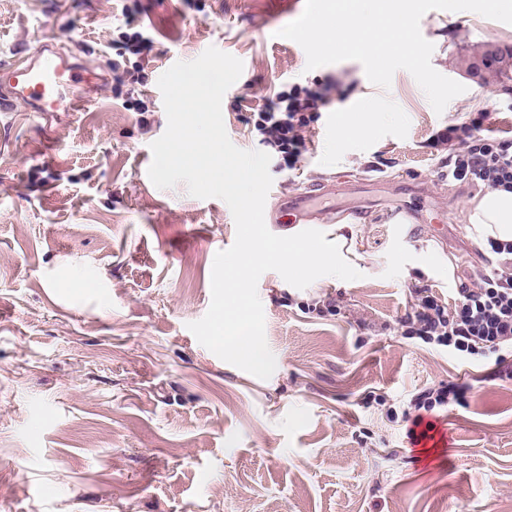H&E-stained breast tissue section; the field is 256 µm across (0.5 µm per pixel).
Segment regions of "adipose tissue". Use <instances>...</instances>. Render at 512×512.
<instances>
[{
  "label": "adipose tissue",
  "mask_w": 512,
  "mask_h": 512,
  "mask_svg": "<svg viewBox=\"0 0 512 512\" xmlns=\"http://www.w3.org/2000/svg\"><path fill=\"white\" fill-rule=\"evenodd\" d=\"M475 243L487 238L512 241V190L489 189L471 202L467 211Z\"/></svg>",
  "instance_id": "obj_1"
}]
</instances>
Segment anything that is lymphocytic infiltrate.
<instances>
[{
  "instance_id": "obj_1",
  "label": "lymphocytic infiltrate",
  "mask_w": 512,
  "mask_h": 512,
  "mask_svg": "<svg viewBox=\"0 0 512 512\" xmlns=\"http://www.w3.org/2000/svg\"><path fill=\"white\" fill-rule=\"evenodd\" d=\"M331 101L328 86L292 85L268 99L250 118L252 131L276 157L281 170L298 168L307 152L304 132L312 111ZM471 123L463 122L438 132L437 145L448 149V176L489 189L512 188V143L484 139L470 144ZM492 268L478 280L460 283L453 304H440L426 288L415 289L416 302L400 321L406 335L445 347L472 359L496 356L499 377L512 379V241L488 239ZM465 387L448 383L413 395L406 408L388 407L389 420L411 422L408 436H415L425 414L460 403Z\"/></svg>"
}]
</instances>
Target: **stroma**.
I'll list each match as a JSON object with an SVG mask.
<instances>
[{
	"instance_id": "35a3bbf8",
	"label": "stroma",
	"mask_w": 512,
	"mask_h": 512,
	"mask_svg": "<svg viewBox=\"0 0 512 512\" xmlns=\"http://www.w3.org/2000/svg\"><path fill=\"white\" fill-rule=\"evenodd\" d=\"M305 2L0 0V69L47 46L106 77L80 112L0 109V512H512V380L398 325L413 289L445 305L491 268L466 218L481 188L449 179L433 135L474 119V138L512 142V93L458 66L512 47V25L423 15L432 66L466 88L439 114L407 71L384 90L359 62L310 70L298 43L263 37ZM131 21L154 39L136 61L112 44ZM211 46L244 65L222 102L238 148L259 149L246 120L283 85L334 87L272 196L333 185L319 229L362 277H260L266 380L188 328L236 238L228 205L142 175L167 127L159 77ZM451 382L463 404L419 443L381 409Z\"/></svg>"
}]
</instances>
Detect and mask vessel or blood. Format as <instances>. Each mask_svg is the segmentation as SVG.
<instances>
[{
	"instance_id": "vessel-or-blood-1",
	"label": "vessel or blood",
	"mask_w": 512,
	"mask_h": 512,
	"mask_svg": "<svg viewBox=\"0 0 512 512\" xmlns=\"http://www.w3.org/2000/svg\"><path fill=\"white\" fill-rule=\"evenodd\" d=\"M103 76L69 61L61 53L46 49L40 54L19 61L0 74V89L8 101L24 104L31 112L75 110V102L66 100L65 88L81 84L87 88L103 85ZM304 195L283 199L279 207L265 209L266 223H279L280 212L304 211Z\"/></svg>"
}]
</instances>
